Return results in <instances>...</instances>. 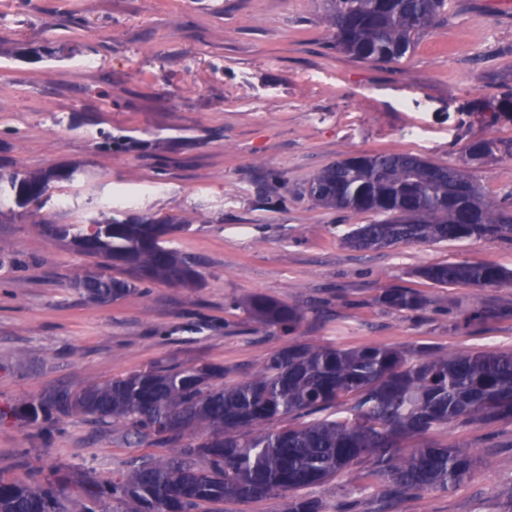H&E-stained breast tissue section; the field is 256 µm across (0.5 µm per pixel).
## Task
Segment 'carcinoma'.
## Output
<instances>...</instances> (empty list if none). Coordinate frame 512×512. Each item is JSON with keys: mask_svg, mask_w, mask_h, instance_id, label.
I'll return each instance as SVG.
<instances>
[{"mask_svg": "<svg viewBox=\"0 0 512 512\" xmlns=\"http://www.w3.org/2000/svg\"><path fill=\"white\" fill-rule=\"evenodd\" d=\"M447 0H327L324 22L336 47L365 61L403 58L414 38L436 26ZM499 150L492 140L469 144L479 164ZM73 172L12 171L0 167V216L25 209L51 184ZM306 192L318 206L370 213L345 242L359 250L398 243H442L512 236V210L484 197L466 170L411 153L346 156L319 170ZM44 233L96 260L98 270L71 282L88 300L108 303L135 292L137 282L203 286L198 263L169 246L184 229L172 217L95 221L74 231L44 224ZM117 269L121 276L110 274ZM441 286L512 285V271L492 264L440 262L416 270ZM378 302L402 314L427 305L407 288H389ZM245 307L259 323L293 335L305 313L264 294ZM214 364L153 365L77 391L57 389L10 410L16 420L48 429L63 416L119 422L133 446L146 440L178 449L173 457L142 459L132 470L101 481L83 473L80 512H208L204 505L288 497L287 512H323L299 491L328 482L353 464L372 460L393 491H449L469 478L479 459L453 443H403L456 421H512V353L425 351L416 356L390 346L341 349L297 340L273 351L249 378L224 383ZM352 400V416L297 427H271L289 415L312 413ZM66 473L34 484L0 481V512H69Z\"/></svg>", "mask_w": 512, "mask_h": 512, "instance_id": "cac0c4a2", "label": "carcinoma"}]
</instances>
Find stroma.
I'll list each match as a JSON object with an SVG mask.
<instances>
[{
    "label": "stroma",
    "mask_w": 512,
    "mask_h": 512,
    "mask_svg": "<svg viewBox=\"0 0 512 512\" xmlns=\"http://www.w3.org/2000/svg\"><path fill=\"white\" fill-rule=\"evenodd\" d=\"M322 13L323 0H0V165L74 173L0 217V409L159 363L221 365L240 381L288 344L246 311L254 293L301 308L304 342L512 351V286L413 274L441 261L512 269L511 239L356 250L344 237L371 214L320 208L306 192L353 153L455 165L471 142L494 139L500 152L472 172L489 199L511 200L512 117L492 123L485 108L512 93V0H451L392 63L336 49ZM108 135L126 149L101 150ZM116 211L184 224L171 245L199 261L203 287L145 283L108 304L71 289L91 260L43 225L82 228ZM397 287L427 308L378 303ZM123 432L81 416L48 433L0 421V479L85 467L109 479L157 454ZM430 438L474 449L480 466L451 491L392 497L365 460L303 494L326 512H512V421Z\"/></svg>",
    "instance_id": "obj_1"
}]
</instances>
